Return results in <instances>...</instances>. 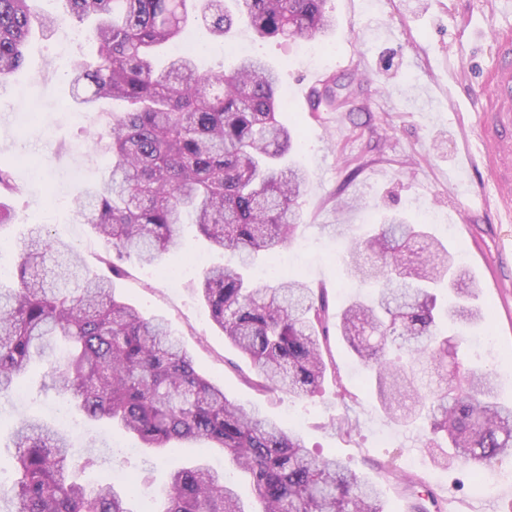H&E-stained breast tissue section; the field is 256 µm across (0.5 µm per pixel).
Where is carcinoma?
Listing matches in <instances>:
<instances>
[{
	"label": "carcinoma",
	"mask_w": 512,
	"mask_h": 512,
	"mask_svg": "<svg viewBox=\"0 0 512 512\" xmlns=\"http://www.w3.org/2000/svg\"><path fill=\"white\" fill-rule=\"evenodd\" d=\"M32 0H0V85L23 61L35 26L93 18V45L65 64L84 112L103 98L110 112L99 142L112 154L109 177L83 189L77 217L107 247L145 265L177 243L189 218L237 263L203 272L200 293L225 339L256 370L266 391L319 393L329 369L330 333L367 370L380 408L399 425L428 423L435 462L489 468L512 458V407L498 401L497 373L466 364V331L483 321L477 283L423 224L387 215L354 238L346 263L368 295L329 323L324 289L296 275L249 280L260 255L274 257L301 223L308 174L285 161L298 137L277 119L279 78L265 61L239 58L229 71L200 72L189 49L155 67L156 49L184 37L189 12L217 38L244 26L258 37L312 40L336 26L328 0H62L44 17ZM350 84L321 98L342 106ZM70 245L42 225L21 243L16 287H0V398L29 365L47 363L52 389L91 419H105L161 456L183 442L221 448L250 480L245 501L209 464L171 472L157 512H385L377 488L334 456L309 452L303 436L231 401L195 368L160 317L119 301L110 278L65 261ZM447 284L438 307L434 288ZM17 478L0 488L15 512H133L123 489L87 488L70 474L66 435L35 418L15 427Z\"/></svg>",
	"instance_id": "cac0c4a2"
}]
</instances>
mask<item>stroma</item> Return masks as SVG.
<instances>
[{
	"label": "stroma",
	"mask_w": 512,
	"mask_h": 512,
	"mask_svg": "<svg viewBox=\"0 0 512 512\" xmlns=\"http://www.w3.org/2000/svg\"><path fill=\"white\" fill-rule=\"evenodd\" d=\"M329 6L336 28L319 40L322 54L313 62L297 53L296 41L258 39L245 30L235 36L247 42L249 55L277 70L285 104L279 118L299 133L297 159L310 176L302 223L279 258L311 287L325 289L335 315L357 291L342 261L349 240L386 215L402 213L419 223L435 212L433 234L449 251L461 252L479 285L477 303L488 318L476 333L495 341L499 400L512 406V219L493 203L497 186L484 160L488 146L477 130L475 100L494 59L485 33L505 17L491 11L489 0H330ZM187 38L199 49L201 70L231 66L224 40L211 37L201 22L189 25ZM57 42V32H34L21 68L0 88V163L11 168L20 189L8 199L10 223L0 228L5 287L21 261L19 243L35 224L69 243L90 270L108 271V249L79 223L74 196L110 172V158L91 139L113 104L103 100L98 112L77 114ZM322 75L357 83L349 107L309 110L305 92ZM229 259L187 226L158 267L124 260L114 293L145 317H164L198 372L229 398L285 424L299 416L308 448L346 460L378 488L386 512H414L419 499L406 490V475L481 512L486 499L475 493L469 467H439L422 430L392 422L370 399L362 369L338 337L329 343L336 375L316 396L299 400L248 383L250 364L225 342L198 292L204 269ZM45 371L35 366L16 392L0 399V483L15 476L17 420L36 417L68 433L79 458L96 456V466L79 481L110 483L114 470H123L134 485V512H154L170 464L153 460L136 439L106 422L57 413ZM340 385L353 397L347 413L356 430L348 438L336 429L344 413L336 399Z\"/></svg>",
	"instance_id": "stroma-1"
}]
</instances>
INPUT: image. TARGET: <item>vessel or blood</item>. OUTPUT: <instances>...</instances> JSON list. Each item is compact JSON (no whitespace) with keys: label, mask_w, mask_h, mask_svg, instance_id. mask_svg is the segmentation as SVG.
Wrapping results in <instances>:
<instances>
[{"label":"vessel or blood","mask_w":512,"mask_h":512,"mask_svg":"<svg viewBox=\"0 0 512 512\" xmlns=\"http://www.w3.org/2000/svg\"><path fill=\"white\" fill-rule=\"evenodd\" d=\"M493 39L497 59L478 99L480 128L492 141V174L500 187V202L508 208L512 206V27L495 29Z\"/></svg>","instance_id":"vessel-or-blood-1"}]
</instances>
